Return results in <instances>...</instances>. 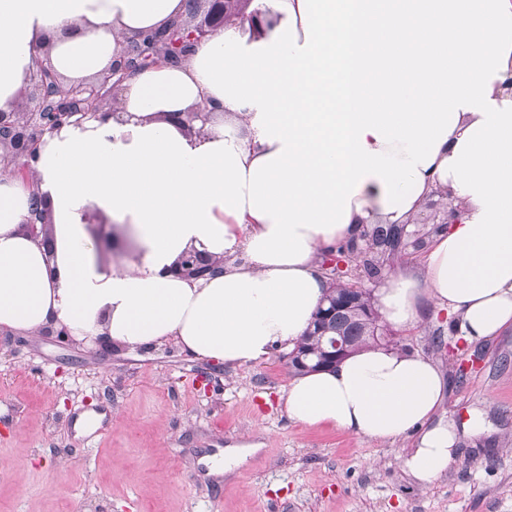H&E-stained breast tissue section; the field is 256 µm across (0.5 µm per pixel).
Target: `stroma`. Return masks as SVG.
<instances>
[{"label":"stroma","instance_id":"35a3bbf8","mask_svg":"<svg viewBox=\"0 0 512 512\" xmlns=\"http://www.w3.org/2000/svg\"><path fill=\"white\" fill-rule=\"evenodd\" d=\"M446 313L392 327L445 382L451 466L420 486L415 437L289 418L284 351L243 367L0 332V512H512V330L467 344ZM260 444L232 477L200 459Z\"/></svg>","mask_w":512,"mask_h":512}]
</instances>
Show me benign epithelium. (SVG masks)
<instances>
[{
  "mask_svg": "<svg viewBox=\"0 0 512 512\" xmlns=\"http://www.w3.org/2000/svg\"><path fill=\"white\" fill-rule=\"evenodd\" d=\"M210 2L211 7L206 15L192 27L191 34L196 38L209 36L215 27L223 24L224 0ZM179 31L180 24L177 23L170 28L169 33L153 37L151 47L155 48L156 60L172 61L179 57ZM143 68L145 65L130 52L122 62L104 73L97 83L77 84L62 90L57 85L50 62L42 61L31 78L30 99L34 100L33 108L27 112L0 113V144L8 149V153L0 157V163L5 166L15 165L23 158L33 157L44 136L65 124H79L85 119L105 116L99 109L105 92L117 88L130 73ZM26 228L33 237L42 238L43 244H49L44 210L35 211V218L30 220ZM215 268L216 262L190 251L182 257L178 270L189 277H202L214 272ZM345 303L347 300L338 299L327 307L320 306L313 326L329 322ZM323 336L326 337L325 357L315 363L320 369L331 367L349 355L342 337L330 335L326 330Z\"/></svg>",
  "mask_w": 512,
  "mask_h": 512,
  "instance_id": "1",
  "label": "benign epithelium"
}]
</instances>
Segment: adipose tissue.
<instances>
[{
  "label": "adipose tissue",
  "mask_w": 512,
  "mask_h": 512,
  "mask_svg": "<svg viewBox=\"0 0 512 512\" xmlns=\"http://www.w3.org/2000/svg\"><path fill=\"white\" fill-rule=\"evenodd\" d=\"M187 0H0V112L48 57L62 85L122 60ZM512 0H250L178 62L131 73L111 116L46 136L26 178L0 169V331L67 329L131 350L174 342L237 367L290 349L329 287L319 259L369 224L411 225L429 198L448 226L421 266L377 293L415 328L426 308L473 343L512 328ZM206 109L207 123L184 124ZM50 245L25 229L36 201ZM132 241L103 271L85 230ZM218 262L194 278L189 251ZM426 356L369 344L297 377L288 416L387 443L431 483L455 433ZM89 224H91V225H89ZM85 228L90 237H92L91 236L92 228L99 230V232L102 236L107 237V238H105V237L101 238L99 241L100 244L102 245V247H104V248H109L110 247L109 240L112 243V240H114V237H116V235H117L116 225L112 224V222L110 221L109 218H107L106 216H104L103 214H101L99 212H94V213L90 214V217L88 218L87 223L85 224Z\"/></svg>",
  "instance_id": "obj_1"
}]
</instances>
